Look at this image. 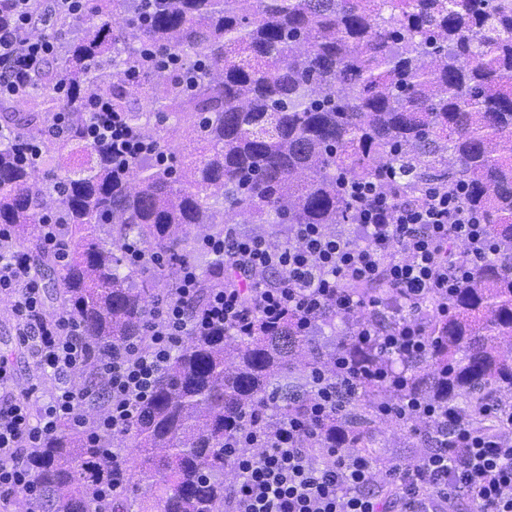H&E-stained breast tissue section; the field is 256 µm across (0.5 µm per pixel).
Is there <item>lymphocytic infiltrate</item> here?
Listing matches in <instances>:
<instances>
[{
	"mask_svg": "<svg viewBox=\"0 0 512 512\" xmlns=\"http://www.w3.org/2000/svg\"><path fill=\"white\" fill-rule=\"evenodd\" d=\"M88 4L0 0V97L23 92L63 44L60 15L86 17ZM88 131L118 163L148 149L144 137L102 101L92 104ZM391 176L385 167L377 181L345 184L358 230L354 238L318 224H297L292 242L275 249L263 235L225 228L206 247L234 259L238 286L202 291L198 269L183 265L170 296L156 304L146 321V342L115 347L95 360L75 318L45 312L37 279L15 249L8 227L1 225L0 294L11 301L18 336L34 344L37 366L50 368L52 385L39 410H32L28 396L9 389L13 365L0 354V500L20 494L36 503L35 482L20 452L39 447L63 425L104 438L127 433L173 352L191 333L221 325L246 333L256 321L274 323L290 314L307 326L326 311L342 315L378 307L373 291L379 287L412 311L424 299L436 298L438 312L447 314L449 297L473 263L496 253V244L483 215L463 206L461 185L431 184L420 200L412 201L382 191L380 180ZM458 242L467 245L465 257L450 255ZM271 268L283 276L270 284L261 275ZM360 287L368 289V296L357 295ZM351 339L402 357L421 354L428 345L424 327L411 318L387 332L364 322ZM90 363L100 381L95 389L77 380ZM388 376V371L340 358L334 379L312 375L313 397L304 416L282 421L272 431L260 421L268 405L253 408L244 426L224 439V459L237 474L225 512H455L463 497L476 512H512V439L470 429L454 409L411 392L399 403L381 404L378 412L406 424L428 423L431 446L416 461H390L383 487L374 485L375 464L369 457L315 447L323 423L339 413L343 399ZM99 399L105 403L103 415L87 419L83 405Z\"/></svg>",
	"mask_w": 512,
	"mask_h": 512,
	"instance_id": "1",
	"label": "lymphocytic infiltrate"
}]
</instances>
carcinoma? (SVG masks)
Returning a JSON list of instances; mask_svg holds the SVG:
<instances>
[{
    "label": "carcinoma",
    "instance_id": "obj_1",
    "mask_svg": "<svg viewBox=\"0 0 512 512\" xmlns=\"http://www.w3.org/2000/svg\"><path fill=\"white\" fill-rule=\"evenodd\" d=\"M90 19L64 16L76 30L26 94L0 98V118L41 138L42 163L62 183L56 193L0 147V224L18 252L35 250L50 280V303L77 319L95 351L145 339L149 305L168 294L181 264L203 266V287L222 288L224 264L199 246L248 216L270 224L276 246L295 224L336 231L353 223L342 184L370 181L386 166L391 194L418 195L428 181L466 186L463 204L480 212L498 246L448 298V314L428 298L429 348L391 358L342 338L313 342L323 313L306 330L296 317L255 324L246 336L219 326L187 337L157 381L128 435L140 452L131 504L103 499L112 483L108 447L64 429L29 453L39 512H224V437L243 412L272 402L281 419L310 399V371L336 374V355L386 366L407 388L451 405L460 422L512 433V0H92ZM175 53L159 78L149 45ZM67 93L53 92L58 82ZM108 101L135 130L154 127L159 152L175 150L184 125L193 146L175 167L151 158L112 170L106 147L89 139L88 96ZM34 100L37 109L18 104ZM55 112L71 126L44 137ZM52 221L67 257L39 246ZM159 266L124 257L130 242ZM151 273L141 287L130 282ZM309 358L298 372L293 359ZM375 419L352 400L329 420L318 445L373 455Z\"/></svg>",
    "mask_w": 512,
    "mask_h": 512
}]
</instances>
